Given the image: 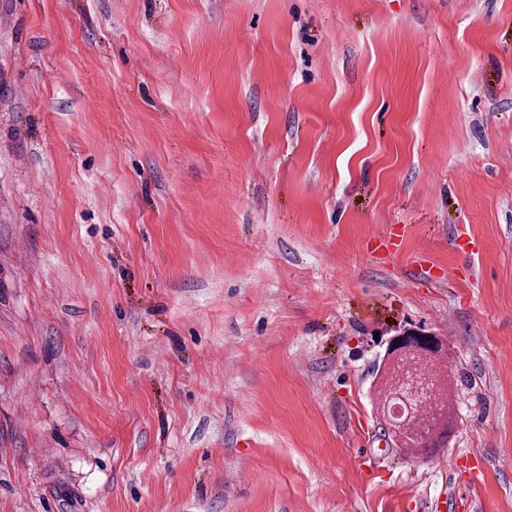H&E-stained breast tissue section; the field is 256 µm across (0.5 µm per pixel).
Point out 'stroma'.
I'll use <instances>...</instances> for the list:
<instances>
[{
    "label": "stroma",
    "mask_w": 512,
    "mask_h": 512,
    "mask_svg": "<svg viewBox=\"0 0 512 512\" xmlns=\"http://www.w3.org/2000/svg\"><path fill=\"white\" fill-rule=\"evenodd\" d=\"M0 512H512V0H0ZM442 343L437 341L433 346L425 345L417 341L400 344L393 351L392 368L385 370L383 377L379 380L375 395V406L378 412L387 414L390 425V434L397 445L412 444V448H403L406 451L419 450L420 454L428 453L434 448H445L448 445V420L452 411V399L448 384L445 385L440 374L433 368V365L442 361ZM414 370H424L430 375V386L432 391L442 399V411L439 420L430 424V397L425 393L422 396L413 398L409 395L408 381ZM405 372V373H404ZM402 374L403 377H402ZM400 409V415L394 411ZM410 417L415 421L412 435H407L401 441L397 434L400 433L404 421ZM425 423V432H421L420 424Z\"/></svg>",
    "instance_id": "obj_1"
}]
</instances>
